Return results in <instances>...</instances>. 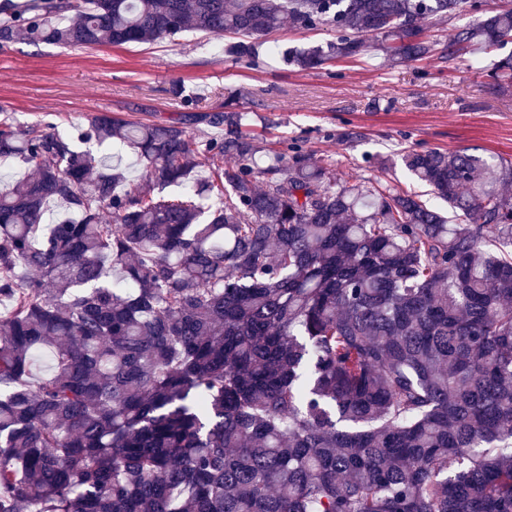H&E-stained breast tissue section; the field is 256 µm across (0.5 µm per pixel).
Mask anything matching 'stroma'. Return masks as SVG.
I'll return each instance as SVG.
<instances>
[{
  "label": "stroma",
  "mask_w": 512,
  "mask_h": 512,
  "mask_svg": "<svg viewBox=\"0 0 512 512\" xmlns=\"http://www.w3.org/2000/svg\"><path fill=\"white\" fill-rule=\"evenodd\" d=\"M470 21L458 14L430 24L434 54L416 62H335L300 70L260 54L224 55L194 31L152 45L0 47V120L17 128L68 130L105 113L165 123L200 114L194 133L220 136L204 115L233 107L251 113L264 141L299 147L341 170L418 193L402 164L408 150H464L512 159V84L494 86L464 59L446 61L448 40ZM362 139L346 140L349 130Z\"/></svg>",
  "instance_id": "obj_1"
}]
</instances>
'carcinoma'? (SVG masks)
Returning <instances> with one entry per match:
<instances>
[{"label":"carcinoma","mask_w":512,"mask_h":512,"mask_svg":"<svg viewBox=\"0 0 512 512\" xmlns=\"http://www.w3.org/2000/svg\"><path fill=\"white\" fill-rule=\"evenodd\" d=\"M461 12L446 59L512 43L484 0H37L0 46L195 30L252 60L288 19L334 32L290 56L317 69L423 59ZM204 120L224 135L91 118L81 137L142 166L124 191L69 134L0 122V159L33 172L0 190V512H512V162L402 156L452 223L261 148L247 113Z\"/></svg>","instance_id":"obj_1"}]
</instances>
